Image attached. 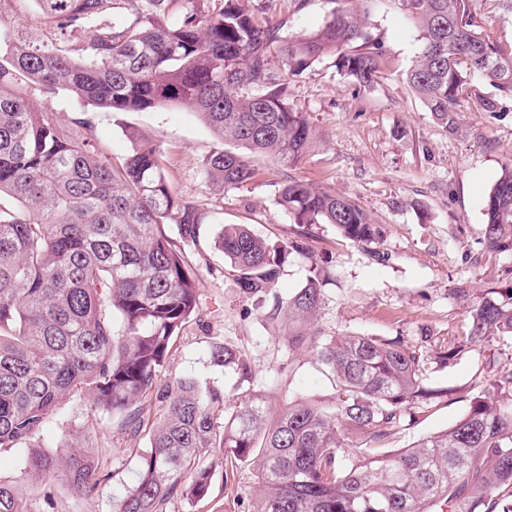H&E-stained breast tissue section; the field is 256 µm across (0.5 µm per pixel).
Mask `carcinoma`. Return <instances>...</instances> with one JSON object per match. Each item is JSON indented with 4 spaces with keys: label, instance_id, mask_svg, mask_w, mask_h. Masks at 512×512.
<instances>
[{
    "label": "carcinoma",
    "instance_id": "1",
    "mask_svg": "<svg viewBox=\"0 0 512 512\" xmlns=\"http://www.w3.org/2000/svg\"><path fill=\"white\" fill-rule=\"evenodd\" d=\"M36 2L50 35L0 31V449H27L23 471L0 478V512H25L22 485L57 473L76 494L95 492L104 474L81 436L60 454L39 443L77 396L112 416L126 442L148 436L115 512L206 501L217 467L247 462L258 478L248 512H512V363L485 355L463 393L430 382L432 370L477 347H512V285L455 289L469 306L461 335H329L321 319L334 275L305 237L282 245L221 223L174 192L159 149L136 132L114 164L98 153L91 121L37 112L20 92H67L108 112L187 103L226 145L204 159L208 181L238 189L254 179L255 159L291 168L316 147L280 72L332 57L358 87L378 82L383 53L363 20L374 0H331L329 16L302 34L260 22L245 0ZM397 2L421 41L406 82L444 127L455 128L462 101L497 111L482 79L512 98V47L486 39L473 0ZM278 204L295 223L332 224L365 255L388 260L375 248L382 229L349 197L290 177ZM484 214L485 251L512 253L511 159ZM214 227V247L247 299L269 295L287 257L307 263L305 284L274 297L269 317L290 349L326 368L330 402L298 397L271 415L256 396L227 415L224 389L163 377L180 331L201 322L191 256L206 259L201 241ZM209 354L251 379L241 351L216 341ZM445 400L465 403L451 426L386 448L418 411ZM146 401L159 411L148 426Z\"/></svg>",
    "mask_w": 512,
    "mask_h": 512
}]
</instances>
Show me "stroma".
Wrapping results in <instances>:
<instances>
[{
	"instance_id": "1",
	"label": "stroma",
	"mask_w": 512,
	"mask_h": 512,
	"mask_svg": "<svg viewBox=\"0 0 512 512\" xmlns=\"http://www.w3.org/2000/svg\"><path fill=\"white\" fill-rule=\"evenodd\" d=\"M259 20L287 22L301 34L328 16L330 0H249ZM384 53V73L363 89L337 73L332 59L286 75L290 103L315 130L320 145L296 167L259 161L252 182L216 193L203 174V160L220 142L186 106L148 112H107L62 93L45 103L38 91L24 94L38 108L62 118L89 117L99 149L113 162L131 150L126 136L135 128L157 145L161 166L173 190L218 214L221 222L247 224L270 241L288 242L304 233L314 257L336 271L326 290L322 325L328 333H362L413 338L462 333L466 309L453 291L512 285V254L482 255L483 204L512 157V102L499 105L498 117L461 104L455 129L438 124L414 97L404 74L420 49L417 28L394 0H375L368 19ZM294 176L355 200L384 230L379 264L345 242L330 224H295L277 203L282 179ZM201 269L205 321L189 324L172 349L168 372L192 376L224 388L231 406L262 395L278 412L297 395L330 398L332 385L312 353L292 351L279 324L268 317L269 303L241 296L224 271V258L209 252ZM224 341L252 361V379L214 366L209 344ZM464 411L463 403H440L417 414L411 429L395 440L402 448L417 437L444 430ZM79 433L107 478L88 498L76 496L64 477L41 486H24L26 512H113L115 500L135 475L141 448L127 447L113 433L112 418L89 411L82 401L61 409L43 430L42 444L57 450L69 432ZM256 472L245 464L233 476L216 470L211 498L193 506L176 502L172 512H247Z\"/></svg>"
}]
</instances>
